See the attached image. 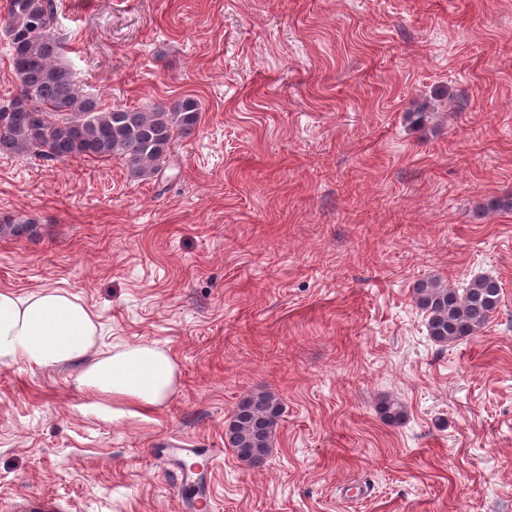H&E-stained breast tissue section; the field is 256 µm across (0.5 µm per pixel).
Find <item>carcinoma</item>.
<instances>
[{
  "label": "carcinoma",
  "mask_w": 512,
  "mask_h": 512,
  "mask_svg": "<svg viewBox=\"0 0 512 512\" xmlns=\"http://www.w3.org/2000/svg\"><path fill=\"white\" fill-rule=\"evenodd\" d=\"M55 11L54 0H5L0 29L9 40L18 87L0 106V152L59 162L76 156L117 158L135 178L164 171L174 136L187 137L197 127V101L184 98L144 110L103 108L99 98L80 90L62 58L52 35ZM1 231L30 236L35 227L27 219L3 215ZM501 294L500 282L491 276H476L460 289L436 279L414 288L428 335L441 346L473 338L497 313ZM377 412L389 424L406 418L396 400L380 401ZM281 414L279 399L269 392H251L238 402L225 437L241 461L260 466L271 456Z\"/></svg>",
  "instance_id": "cac0c4a2"
}]
</instances>
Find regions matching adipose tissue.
<instances>
[{
  "instance_id": "adipose-tissue-1",
  "label": "adipose tissue",
  "mask_w": 512,
  "mask_h": 512,
  "mask_svg": "<svg viewBox=\"0 0 512 512\" xmlns=\"http://www.w3.org/2000/svg\"><path fill=\"white\" fill-rule=\"evenodd\" d=\"M97 333L95 315L67 291L0 290V364L79 365L76 383L89 407L116 421L163 407L177 389L175 358L146 342L97 354Z\"/></svg>"
}]
</instances>
